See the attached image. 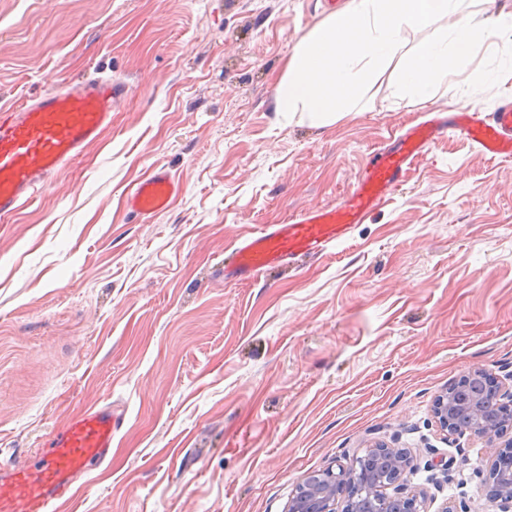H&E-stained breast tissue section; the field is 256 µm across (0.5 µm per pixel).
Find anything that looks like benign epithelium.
I'll list each match as a JSON object with an SVG mask.
<instances>
[{
    "label": "benign epithelium",
    "mask_w": 512,
    "mask_h": 512,
    "mask_svg": "<svg viewBox=\"0 0 512 512\" xmlns=\"http://www.w3.org/2000/svg\"><path fill=\"white\" fill-rule=\"evenodd\" d=\"M478 395L473 394L464 402L455 400L452 394L443 392L438 395L433 405V417L436 424L444 431L455 434L452 416L460 410H465L475 419L480 418L477 407ZM490 442V480L491 490L488 503L493 512H512V473L499 469L498 458L507 448L512 447V441L504 445ZM370 450L378 452L375 457L377 467L394 470L397 476L388 484L369 488L370 497L374 498V512H421L425 493L406 492L404 476L411 467L410 457L399 448H391L377 442ZM357 463L339 467L338 471L328 468L320 473L306 477L307 493L300 499L290 501L288 512H336V489L346 488L354 481Z\"/></svg>",
    "instance_id": "benign-epithelium-1"
}]
</instances>
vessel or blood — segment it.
I'll list each match as a JSON object with an SVG mask.
<instances>
[{"instance_id":"vessel-or-blood-1","label":"vessel or blood","mask_w":512,"mask_h":512,"mask_svg":"<svg viewBox=\"0 0 512 512\" xmlns=\"http://www.w3.org/2000/svg\"><path fill=\"white\" fill-rule=\"evenodd\" d=\"M126 84L89 78L0 112V218L14 215L44 191L51 176L80 157L112 124ZM477 143L485 156L512 158V101L491 113L456 111L401 130L392 148L377 152L356 187L333 207H308L283 224L241 236L224 267L228 279H249L290 260L319 257L349 237L401 186L410 167L448 132ZM182 187L163 167L153 169L123 200L130 214L149 220ZM123 419L102 406L72 418L43 445L33 463H0V512H60L77 481L112 452Z\"/></svg>"}]
</instances>
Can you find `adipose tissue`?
Masks as SVG:
<instances>
[{"label": "adipose tissue", "mask_w": 512, "mask_h": 512, "mask_svg": "<svg viewBox=\"0 0 512 512\" xmlns=\"http://www.w3.org/2000/svg\"><path fill=\"white\" fill-rule=\"evenodd\" d=\"M464 0H345L301 38L277 86L279 111L329 125L364 91L387 83L423 101L435 90L459 93L461 66L489 37L512 38V13L478 17ZM446 29L409 48L406 35L439 21Z\"/></svg>", "instance_id": "1"}]
</instances>
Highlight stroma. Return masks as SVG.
<instances>
[{
	"instance_id": "35a3bbf8",
	"label": "stroma",
	"mask_w": 512,
	"mask_h": 512,
	"mask_svg": "<svg viewBox=\"0 0 512 512\" xmlns=\"http://www.w3.org/2000/svg\"><path fill=\"white\" fill-rule=\"evenodd\" d=\"M323 0H0V107L104 77L112 125L0 220V462L67 420L124 412L61 512H287L297 484L381 441L425 512H485V438L444 435L437 395L471 369L512 389V159L451 133L330 254L255 280L224 251L333 206L426 113L512 97V45L465 97L374 87L328 126L276 109ZM183 190L148 222L123 196L152 168Z\"/></svg>"
}]
</instances>
